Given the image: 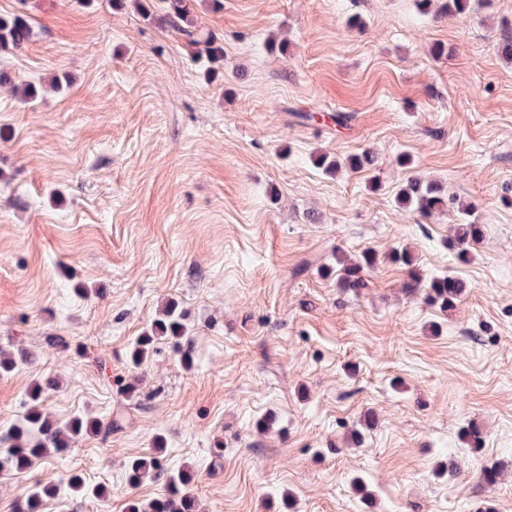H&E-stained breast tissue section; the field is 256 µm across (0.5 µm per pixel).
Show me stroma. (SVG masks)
I'll use <instances>...</instances> for the list:
<instances>
[{
	"instance_id": "obj_1",
	"label": "stroma",
	"mask_w": 512,
	"mask_h": 512,
	"mask_svg": "<svg viewBox=\"0 0 512 512\" xmlns=\"http://www.w3.org/2000/svg\"><path fill=\"white\" fill-rule=\"evenodd\" d=\"M192 5L224 41L213 80L129 2L0 0L36 30L0 71L71 82L30 105L0 85V346L34 356L0 376V430L47 376L55 418H122L64 459L0 473V512L47 478L44 512H127L164 491L128 482L160 444L194 470L199 512H512V61L498 51L512 0L449 16L438 0ZM365 151L371 167H346ZM321 153L341 170L316 167ZM414 176L475 205L466 257L448 242L455 212L397 204ZM396 248L423 281L465 284L452 310L409 292ZM340 249L381 257L361 294L323 271ZM170 300L192 365L162 341L134 364ZM75 472L107 500L73 495Z\"/></svg>"
}]
</instances>
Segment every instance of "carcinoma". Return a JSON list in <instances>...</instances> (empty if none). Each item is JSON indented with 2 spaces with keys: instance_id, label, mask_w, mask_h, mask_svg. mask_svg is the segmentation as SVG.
I'll return each instance as SVG.
<instances>
[{
  "instance_id": "carcinoma-1",
  "label": "carcinoma",
  "mask_w": 512,
  "mask_h": 512,
  "mask_svg": "<svg viewBox=\"0 0 512 512\" xmlns=\"http://www.w3.org/2000/svg\"><path fill=\"white\" fill-rule=\"evenodd\" d=\"M161 2L164 3L166 25L185 37L197 55L209 64L210 72H218L224 66V43L221 38L197 25L191 12L190 0ZM35 35V27L29 16L23 13L0 15V55L24 49ZM397 202L427 217L445 211L450 205L456 206L460 222L455 225L450 246L457 250L460 257L480 237V225L474 217L475 206L446 194L443 187L432 180H408L399 188ZM375 263L376 256L371 252H364L357 258L336 255L340 283L353 293H360L367 287L366 274ZM422 286V282L414 278L408 288L416 291ZM424 287L428 288L426 299L443 311L454 307L465 289L464 283L452 276L436 277ZM184 317L179 303L168 301L160 317L134 342L131 359L137 364L141 363L159 339L169 341L176 349H183V346L189 344ZM19 360L30 362L32 356L22 353L16 357L1 348L0 374L13 371ZM55 385L56 381L52 378L34 384L29 394V407L20 418L0 432V472L21 473L28 470L36 460L54 454L62 456L69 451L73 439L79 435H99L105 440L112 434L110 421L103 423L94 418L72 417L62 422L44 413L39 406L40 396L54 389ZM144 479L165 480L166 493L147 503L133 501L128 505V512H198L197 498L191 491L194 482L191 469L183 468L170 473L165 457L152 454L135 459L129 467L131 484L136 485ZM57 492V485L51 479L35 484L20 501L19 512H44L45 501L56 497Z\"/></svg>"
}]
</instances>
